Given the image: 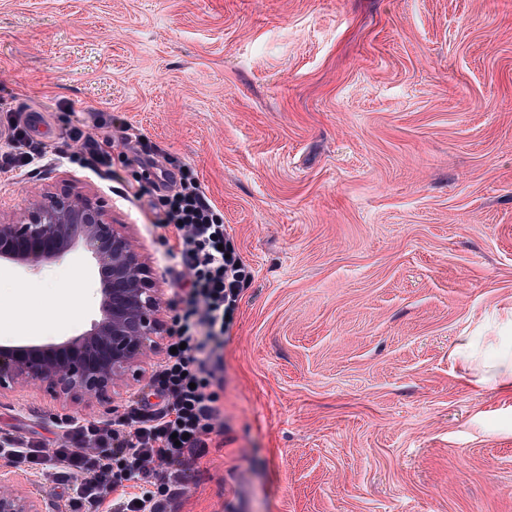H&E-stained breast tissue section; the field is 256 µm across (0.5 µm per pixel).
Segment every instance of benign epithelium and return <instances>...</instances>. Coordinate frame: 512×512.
<instances>
[{
  "label": "benign epithelium",
  "instance_id": "7a95c632",
  "mask_svg": "<svg viewBox=\"0 0 512 512\" xmlns=\"http://www.w3.org/2000/svg\"><path fill=\"white\" fill-rule=\"evenodd\" d=\"M83 248L98 268L100 316L60 343L0 345V395L44 388L64 406L108 402L141 381L168 331L161 289L148 257L112 225L104 202L64 184L34 195L12 219L0 220V259L37 268ZM31 479L0 466V512H42Z\"/></svg>",
  "mask_w": 512,
  "mask_h": 512
}]
</instances>
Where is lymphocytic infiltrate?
<instances>
[{
  "instance_id": "1",
  "label": "lymphocytic infiltrate",
  "mask_w": 512,
  "mask_h": 512,
  "mask_svg": "<svg viewBox=\"0 0 512 512\" xmlns=\"http://www.w3.org/2000/svg\"><path fill=\"white\" fill-rule=\"evenodd\" d=\"M45 147L29 127L15 128L0 160L25 170ZM159 226H175L170 255L186 271L187 302L154 378L158 404H141L119 427L74 420L53 448L0 443L12 462L71 482L72 512H163L186 453L204 447L220 410L213 390L216 360L250 272L233 253L224 217L189 176L161 172Z\"/></svg>"
}]
</instances>
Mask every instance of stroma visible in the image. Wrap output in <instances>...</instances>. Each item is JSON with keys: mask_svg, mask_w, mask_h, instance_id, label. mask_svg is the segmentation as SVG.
Listing matches in <instances>:
<instances>
[{"mask_svg": "<svg viewBox=\"0 0 512 512\" xmlns=\"http://www.w3.org/2000/svg\"><path fill=\"white\" fill-rule=\"evenodd\" d=\"M17 117L52 156L0 171V218L64 181L105 199L171 320L175 234L134 192L186 172L252 274L167 512H512V386L458 355L512 351V0H0V145ZM123 126L110 168L67 161L72 129ZM75 276L74 318L12 319ZM95 276L80 248L0 261V337L89 329ZM152 383L74 415L118 421ZM61 413L6 393L0 437Z\"/></svg>", "mask_w": 512, "mask_h": 512, "instance_id": "stroma-1", "label": "stroma"}]
</instances>
